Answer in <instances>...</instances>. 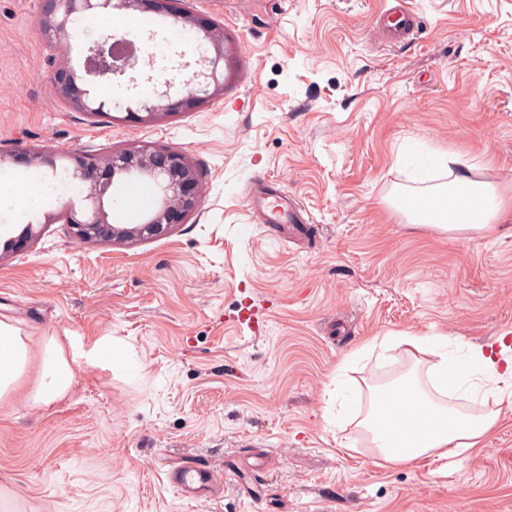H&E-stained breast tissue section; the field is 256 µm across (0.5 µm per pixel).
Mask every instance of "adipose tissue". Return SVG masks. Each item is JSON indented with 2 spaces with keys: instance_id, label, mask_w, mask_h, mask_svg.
<instances>
[{
  "instance_id": "obj_1",
  "label": "adipose tissue",
  "mask_w": 512,
  "mask_h": 512,
  "mask_svg": "<svg viewBox=\"0 0 512 512\" xmlns=\"http://www.w3.org/2000/svg\"><path fill=\"white\" fill-rule=\"evenodd\" d=\"M437 163L449 171L451 179L423 191L422 196L449 203L450 208L437 213L404 208L409 222L446 231L477 229L494 233L505 218L512 216V201L491 183L476 179L475 163L453 152L439 155ZM46 197L45 186L36 180L0 177L1 215H23ZM387 340L434 355L436 362L429 375L438 391L453 386L460 390L462 399L480 395L498 403L512 395L510 358L499 360L478 347L472 360L452 364L448 361L447 337L392 333ZM28 360L29 348L24 336L16 327L0 321V400L15 391ZM71 380L72 370L61 349L56 344H46L33 401L46 404L61 398ZM370 397L371 409L362 424L372 433L384 459L393 463L408 464L428 455H455L481 447L485 435L498 422L497 412L466 414L434 402L414 385L375 386L370 390Z\"/></svg>"
}]
</instances>
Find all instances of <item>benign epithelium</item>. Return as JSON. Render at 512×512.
Wrapping results in <instances>:
<instances>
[{
  "label": "benign epithelium",
  "mask_w": 512,
  "mask_h": 512,
  "mask_svg": "<svg viewBox=\"0 0 512 512\" xmlns=\"http://www.w3.org/2000/svg\"><path fill=\"white\" fill-rule=\"evenodd\" d=\"M135 10L163 15L183 30L203 33L206 53L195 60L200 66L195 72L196 83L182 85L179 98L173 100L170 88L158 100L138 104L137 110L127 108V117L134 123L149 124L164 115L185 112L224 94V24L204 18L185 7V0H41L37 17L38 28L50 38V47L57 51V63L51 74V85L58 100L67 108L87 116L104 112L105 102L97 100L91 86L96 79L124 75L130 68L134 40L110 34L93 41L83 61L85 76L77 74L68 56L66 43L73 34L74 15H112ZM184 62L182 67L193 64ZM58 152L50 148L25 149L18 153L0 152V166L10 163L43 166L52 174L58 170ZM73 178L84 187V200L89 207L83 214L72 207L45 217V223L69 225L74 237L81 242H132L167 236L171 230L187 223L201 203V184L195 169L186 157L167 148H120L105 156L84 151L67 154ZM125 175H136L150 182L155 200L137 224H113L105 206V197L114 182ZM34 225L28 224L22 234L4 243L6 252L26 250L38 236Z\"/></svg>",
  "instance_id": "obj_1"
}]
</instances>
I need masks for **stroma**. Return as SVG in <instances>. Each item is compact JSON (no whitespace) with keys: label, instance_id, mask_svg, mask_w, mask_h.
Returning <instances> with one entry per match:
<instances>
[{"label":"stroma","instance_id":"1","mask_svg":"<svg viewBox=\"0 0 512 512\" xmlns=\"http://www.w3.org/2000/svg\"><path fill=\"white\" fill-rule=\"evenodd\" d=\"M407 2L419 33L388 45L384 0H187L239 35L251 65L234 93L141 126L60 103L39 0H0V150L166 147L202 187L162 239L82 243L45 223L80 200L75 182L0 222V244L42 225L0 257V321L30 348L0 402L1 498L19 512H512V401L484 403L496 427L451 461L387 462L355 417L380 377L435 361L367 353L388 333L512 357V229L414 226L389 203L423 173L446 182L437 149L512 191V0ZM168 24L154 17L136 40L173 72ZM96 89L110 102L164 86L141 68ZM260 176L305 212L291 240L247 206ZM50 341L73 380L37 404ZM190 460L222 468L213 495L168 484Z\"/></svg>","mask_w":512,"mask_h":512}]
</instances>
